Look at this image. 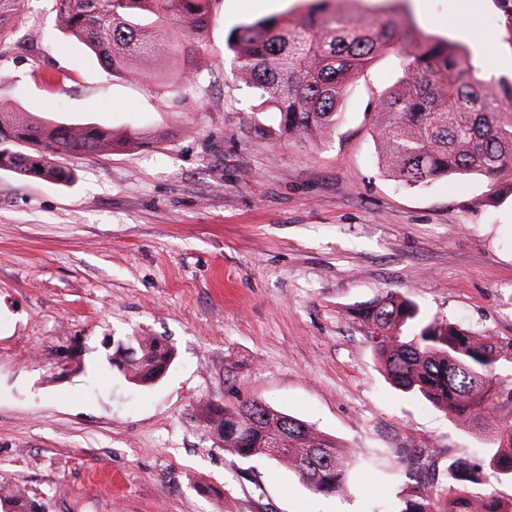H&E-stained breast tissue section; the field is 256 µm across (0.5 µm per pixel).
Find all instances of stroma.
I'll return each mask as SVG.
<instances>
[{
  "instance_id": "stroma-1",
  "label": "stroma",
  "mask_w": 512,
  "mask_h": 512,
  "mask_svg": "<svg viewBox=\"0 0 512 512\" xmlns=\"http://www.w3.org/2000/svg\"><path fill=\"white\" fill-rule=\"evenodd\" d=\"M30 0L0 56V108L159 145L68 159L55 184L0 169V484L48 512H376L412 495L404 457L444 470L487 441L386 381L352 305L397 292L429 316L512 338V195L477 176L410 188L372 140L400 58L377 57L320 145L271 134L235 80L237 26L306 0H214L180 96L151 74L112 76ZM465 46L512 80V0H336ZM175 346L147 386L110 360L141 333ZM261 399L335 436L353 464L341 496L265 458L224 451L196 399Z\"/></svg>"
}]
</instances>
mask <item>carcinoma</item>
I'll list each match as a JSON object with an SVG mask.
<instances>
[{
	"label": "carcinoma",
	"mask_w": 512,
	"mask_h": 512,
	"mask_svg": "<svg viewBox=\"0 0 512 512\" xmlns=\"http://www.w3.org/2000/svg\"><path fill=\"white\" fill-rule=\"evenodd\" d=\"M28 0H0V52ZM55 26L83 43L112 75L135 74L164 58L196 64L175 93L201 68L198 44L205 38L213 0H53ZM335 0H310L308 19L275 15L236 27L227 37L238 65L235 79L262 92L275 114L278 135L316 145L341 119L348 87L390 49V19L365 23L339 15ZM180 24L171 30L166 20ZM372 122L382 167L406 186L426 185L452 174H478L491 186L512 190V82L478 77L468 50L444 39L405 49L399 76L378 98ZM146 139L110 127L46 121L0 110V169L22 177L64 183L73 173L55 162L62 155L110 154ZM363 324L385 376L400 392L422 398L461 428L502 419L490 448L448 463V487L435 497L415 495L386 512H512V499L473 487L512 482V379L499 373L512 339L475 336L451 322L429 318L410 297L388 293L349 309ZM134 350L112 359L124 377L149 385L176 357L162 336H129ZM193 417L216 429L224 450L243 458L265 457L294 473L315 494L346 493L350 463L332 435L259 399L238 405L199 399ZM0 512H44L24 489L0 494Z\"/></svg>",
	"instance_id": "obj_1"
}]
</instances>
